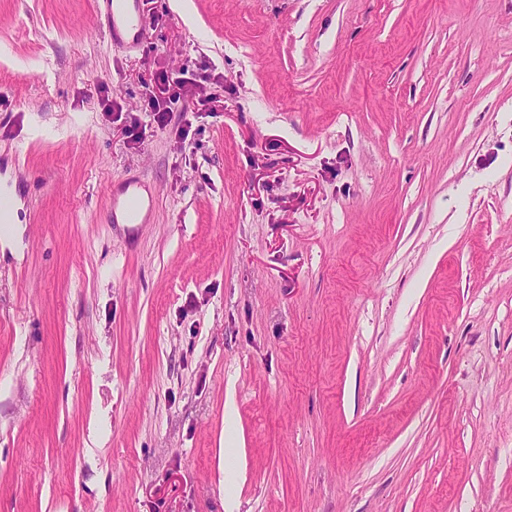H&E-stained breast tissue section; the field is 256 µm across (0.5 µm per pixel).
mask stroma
<instances>
[{
  "label": "stroma",
  "instance_id": "35a3bbf8",
  "mask_svg": "<svg viewBox=\"0 0 512 512\" xmlns=\"http://www.w3.org/2000/svg\"><path fill=\"white\" fill-rule=\"evenodd\" d=\"M101 5L0 0V512H512V0ZM106 3L105 33L112 43L137 48L144 40L147 23L140 0H104ZM119 192L116 189V182H113L112 192V221L116 223V209L121 206V210L124 216L126 224H140L144 221H139L140 213L142 211L144 201L140 196L137 189L134 188V184L129 181H121L118 183ZM119 195H123L122 202L119 199ZM121 204V205H120Z\"/></svg>",
  "mask_w": 512,
  "mask_h": 512
}]
</instances>
